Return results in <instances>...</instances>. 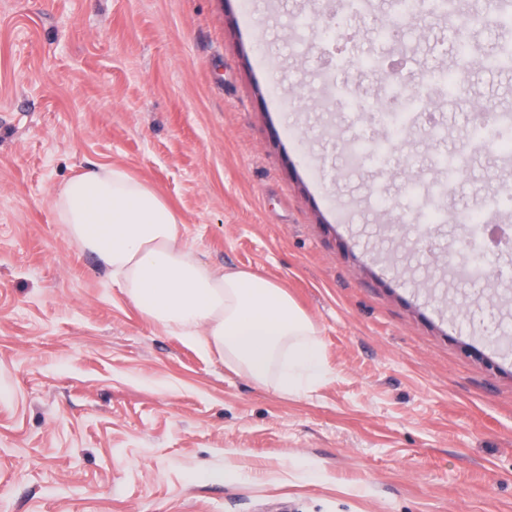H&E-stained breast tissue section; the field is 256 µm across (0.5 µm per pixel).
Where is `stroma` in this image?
I'll return each mask as SVG.
<instances>
[{
    "label": "stroma",
    "instance_id": "35a3bbf8",
    "mask_svg": "<svg viewBox=\"0 0 512 512\" xmlns=\"http://www.w3.org/2000/svg\"><path fill=\"white\" fill-rule=\"evenodd\" d=\"M317 3L0 0V512H512V251L482 287L448 274L459 216L512 185V157L474 152L426 245L372 194L436 176L474 104L512 111V72L463 69L451 19L419 13L396 81L430 109L394 177L349 171L343 139L384 129L312 105L326 45L293 21ZM391 17L376 0L352 22L344 89L380 93L350 61ZM93 164L154 186L202 261L286 287L322 383L283 394L147 322L57 222Z\"/></svg>",
    "mask_w": 512,
    "mask_h": 512
}]
</instances>
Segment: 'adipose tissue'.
Here are the masks:
<instances>
[{
	"instance_id": "obj_1",
	"label": "adipose tissue",
	"mask_w": 512,
	"mask_h": 512,
	"mask_svg": "<svg viewBox=\"0 0 512 512\" xmlns=\"http://www.w3.org/2000/svg\"><path fill=\"white\" fill-rule=\"evenodd\" d=\"M53 205L70 239L151 323L256 381L277 376L287 395L324 379L316 328L287 290L255 271L199 260L180 213L148 182L97 165L66 182Z\"/></svg>"
}]
</instances>
